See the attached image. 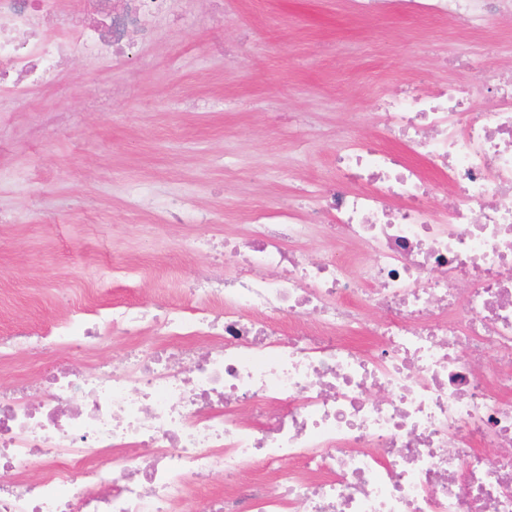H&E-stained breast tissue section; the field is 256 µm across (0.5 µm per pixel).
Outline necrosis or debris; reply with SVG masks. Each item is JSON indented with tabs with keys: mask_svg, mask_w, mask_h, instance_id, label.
<instances>
[{
	"mask_svg": "<svg viewBox=\"0 0 512 512\" xmlns=\"http://www.w3.org/2000/svg\"><path fill=\"white\" fill-rule=\"evenodd\" d=\"M60 2L0 0L1 103L69 50L126 53L175 5L92 0L105 22L83 27ZM354 8L475 31L512 0ZM453 65L468 81L380 96V144L336 152L318 210L369 255L359 272L345 251L310 259L294 247L310 225L263 213L188 306L69 315L52 339L67 365L0 395V512H175L217 475L204 512H512V79L477 112L482 57ZM430 167L448 180L439 209ZM146 334L156 346L121 366L93 359L105 337ZM491 356L499 371H482Z\"/></svg>",
	"mask_w": 512,
	"mask_h": 512,
	"instance_id": "4bbe7bcc",
	"label": "necrosis or debris"
}]
</instances>
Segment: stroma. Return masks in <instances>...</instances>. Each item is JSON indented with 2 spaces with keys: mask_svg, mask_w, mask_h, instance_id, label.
Listing matches in <instances>:
<instances>
[{
  "mask_svg": "<svg viewBox=\"0 0 512 512\" xmlns=\"http://www.w3.org/2000/svg\"><path fill=\"white\" fill-rule=\"evenodd\" d=\"M512 62V15L478 33L432 19L356 18L346 0H178L125 57L69 63L17 107H0V338L44 332L97 302L155 306L171 291L124 275L178 262L215 273L192 237L247 235L270 208L313 226L299 247L336 252L315 209L347 139L374 137L364 89L454 79L448 52Z\"/></svg>",
  "mask_w": 512,
  "mask_h": 512,
  "instance_id": "35a3bbf8",
  "label": "stroma"
}]
</instances>
